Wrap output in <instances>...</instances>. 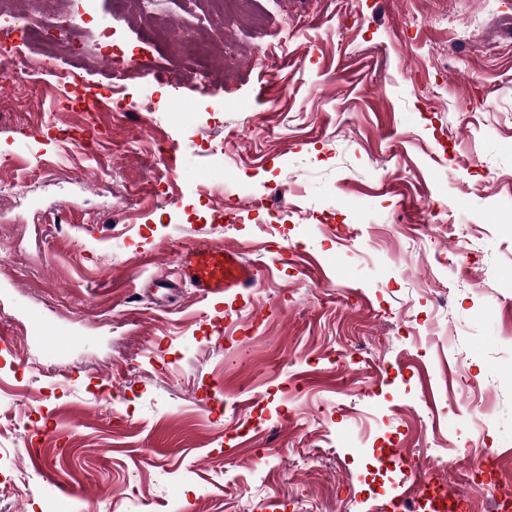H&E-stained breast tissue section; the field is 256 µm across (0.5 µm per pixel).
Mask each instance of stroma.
<instances>
[{"label":"stroma","mask_w":512,"mask_h":512,"mask_svg":"<svg viewBox=\"0 0 512 512\" xmlns=\"http://www.w3.org/2000/svg\"><path fill=\"white\" fill-rule=\"evenodd\" d=\"M163 0L223 67L125 0H62L61 68L148 63L135 105L73 109L41 70L0 103V512H383L414 479L512 478V0ZM40 61L48 13L0 0ZM224 151L241 220L196 206ZM173 169L155 178L158 148ZM210 238L260 288L178 283ZM172 281L151 292L152 280ZM77 338L38 346L29 314Z\"/></svg>","instance_id":"35a3bbf8"}]
</instances>
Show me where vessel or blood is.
<instances>
[{
	"mask_svg": "<svg viewBox=\"0 0 512 512\" xmlns=\"http://www.w3.org/2000/svg\"><path fill=\"white\" fill-rule=\"evenodd\" d=\"M180 266L183 278L205 298L240 296L257 286V275L241 254L218 244H189L182 255ZM29 322L33 335L46 348L61 353L72 346V336L61 333L41 315H30ZM411 499L426 504L429 512H456L454 498L446 490L432 485L422 477L412 484L407 497L389 504V512H405L407 502Z\"/></svg>",
	"mask_w": 512,
	"mask_h": 512,
	"instance_id": "vessel-or-blood-1",
	"label": "vessel or blood"
}]
</instances>
